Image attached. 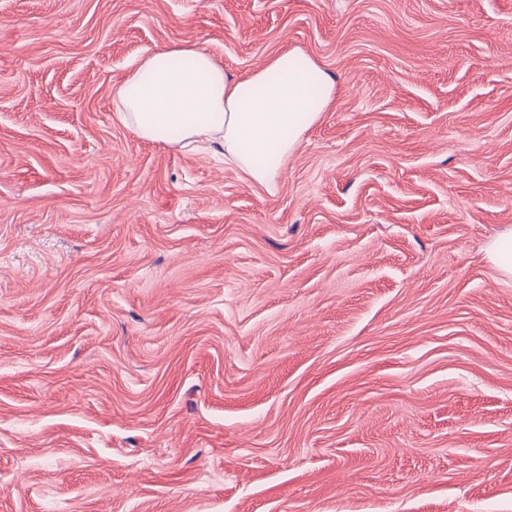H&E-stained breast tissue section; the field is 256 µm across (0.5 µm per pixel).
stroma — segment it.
<instances>
[{"mask_svg": "<svg viewBox=\"0 0 512 512\" xmlns=\"http://www.w3.org/2000/svg\"><path fill=\"white\" fill-rule=\"evenodd\" d=\"M336 79L268 194L112 88ZM512 0H0V512H512ZM487 254L501 275L512 278V230L495 237L487 248Z\"/></svg>", "mask_w": 512, "mask_h": 512, "instance_id": "stroma-1", "label": "stroma"}]
</instances>
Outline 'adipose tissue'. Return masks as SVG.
Segmentation results:
<instances>
[{"label":"adipose tissue","instance_id":"ef3b65f1","mask_svg":"<svg viewBox=\"0 0 512 512\" xmlns=\"http://www.w3.org/2000/svg\"><path fill=\"white\" fill-rule=\"evenodd\" d=\"M335 100V79L301 50L236 77L193 42L147 55L112 94L118 119L142 139L217 149L270 193L303 133Z\"/></svg>","mask_w":512,"mask_h":512}]
</instances>
